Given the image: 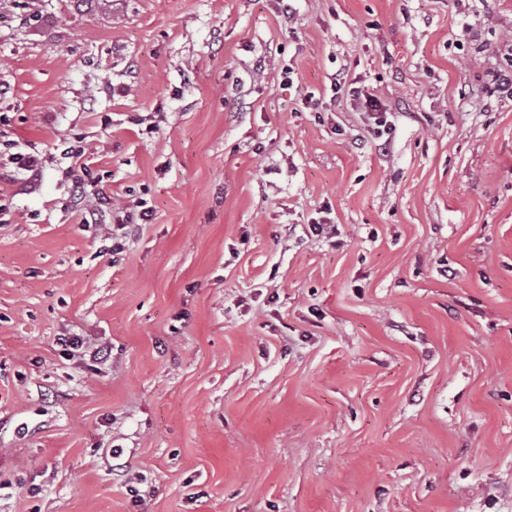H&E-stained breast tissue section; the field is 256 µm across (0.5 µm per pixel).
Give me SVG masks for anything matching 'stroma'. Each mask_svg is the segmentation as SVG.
<instances>
[{
  "instance_id": "stroma-1",
  "label": "stroma",
  "mask_w": 512,
  "mask_h": 512,
  "mask_svg": "<svg viewBox=\"0 0 512 512\" xmlns=\"http://www.w3.org/2000/svg\"><path fill=\"white\" fill-rule=\"evenodd\" d=\"M509 41L512 0H0L47 159L0 166V512H512ZM104 195L153 208L117 250ZM358 81H351L344 72H337L331 80L330 89L332 96L330 106L340 105L342 100H350L357 106L367 117L369 126L373 135L382 140L378 144L379 149L386 150L390 145L391 127L388 112L382 108L379 99L370 91L368 87L357 86ZM387 137L383 140V137ZM10 162L18 164L19 168L30 172V179L35 180L42 172L44 157L38 152L22 153L15 152L11 154Z\"/></svg>"
}]
</instances>
